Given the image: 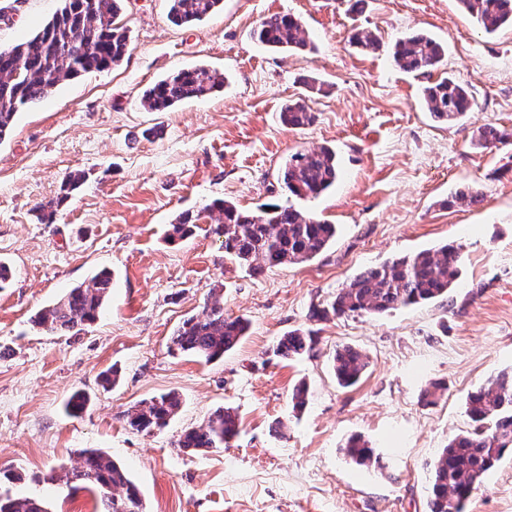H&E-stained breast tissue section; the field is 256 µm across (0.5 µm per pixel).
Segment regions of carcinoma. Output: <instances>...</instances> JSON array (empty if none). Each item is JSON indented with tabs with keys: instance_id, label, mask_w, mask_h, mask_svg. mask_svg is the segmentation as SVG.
Masks as SVG:
<instances>
[{
	"instance_id": "cac0c4a2",
	"label": "carcinoma",
	"mask_w": 512,
	"mask_h": 512,
	"mask_svg": "<svg viewBox=\"0 0 512 512\" xmlns=\"http://www.w3.org/2000/svg\"><path fill=\"white\" fill-rule=\"evenodd\" d=\"M62 7L33 37L0 50V141L11 130L18 111L43 101L53 89L82 73L103 71L119 64L130 49L128 28L117 22L119 0H62ZM169 17L176 25L200 21L216 12L222 0H170ZM460 7L492 34L512 26V0H458ZM255 38L274 49L307 47L306 31L290 14L272 13L260 19ZM352 43L370 53L383 49L371 31L357 30ZM393 59L407 72L430 74L444 65L446 51L433 38L417 34L394 44ZM224 87V74L206 67L181 69L153 84L143 95L151 112H165L190 99H200ZM425 105L438 122L465 117L474 107L468 89L445 76L425 89ZM283 123L306 128L315 114L303 99L287 104ZM509 134L491 124L474 133L477 145L491 149ZM340 175L335 150L321 146L291 155L282 169L288 192L299 198H315L336 184ZM84 181L71 173L62 182L55 200L38 207L44 224L53 222L56 211ZM212 233L221 239L224 256L253 272L309 261L336 237V225L328 224L292 206L266 203L259 212L239 210L216 199L203 208ZM200 215L182 213L170 225L168 238L191 235ZM462 249L453 244L422 250L412 256L388 259L370 266L350 279L326 307H314L309 318L324 321L331 316L383 314L400 307L433 301L457 281ZM112 289V272L101 269L90 280L72 288L59 300L31 318L50 333H69L94 323L102 313ZM248 321L224 316V290L212 289L202 309L176 328L170 349L193 354L207 362L224 357L246 335ZM315 339L302 330L281 336L272 348L275 356L294 360L314 350ZM336 380L342 387L355 385L367 367L366 356L350 345L336 349L333 358ZM90 402L84 391L74 392L66 411L80 416ZM175 393L143 400L124 414L137 432L166 428L180 409ZM466 413L473 428L448 442L433 462L428 484V512H463L466 501L485 475L512 447V372H503L469 395ZM239 416L232 408H219L207 420L184 430L175 441L183 451H208L228 445L239 433ZM344 457L359 466L380 465L371 443L360 434L350 436L339 448ZM65 483L97 495V512H143L138 488L127 473L106 453L86 449L79 465L65 472ZM0 512H47L31 497L0 495Z\"/></svg>"
}]
</instances>
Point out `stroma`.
I'll list each match as a JSON object with an SVG mask.
<instances>
[{
    "label": "stroma",
    "mask_w": 512,
    "mask_h": 512,
    "mask_svg": "<svg viewBox=\"0 0 512 512\" xmlns=\"http://www.w3.org/2000/svg\"><path fill=\"white\" fill-rule=\"evenodd\" d=\"M0 50L37 33L60 0H1ZM203 20L173 24L169 0H123L118 20L131 51L110 69L68 81L16 116L0 141V261L14 276L0 289V492L44 499L50 512H95L96 497L61 479L83 449L112 457L139 487L145 512H427L429 466L470 427L468 395L512 371V143L477 147L474 130H512V27L488 35L457 0H223ZM299 17L305 50H272L253 31L271 13ZM378 34L383 52L349 41L352 27ZM423 32L448 49L445 69L476 106L467 119L434 122L423 106L429 75L407 73L389 51ZM204 65L224 87L166 112L147 111L146 89L174 71ZM304 98L316 120L283 124L285 103ZM327 146L341 171L315 199L288 194L280 167ZM86 180L39 223L37 204L55 199L69 172ZM483 192L481 205L450 203ZM221 198L242 209L277 202L337 227L310 261L254 274L225 258L201 219L171 242L185 211ZM445 243L460 245L459 278L441 299L381 315L313 322L361 269ZM109 269L111 295L93 324L60 336L31 317ZM223 288L224 314L248 320L243 340L207 362L173 353L168 339ZM294 329L316 346L293 361L272 347ZM342 345L368 361L355 386L338 385ZM116 372L105 388L100 376ZM306 384L302 412L291 396ZM444 391L422 401L430 384ZM78 390L91 401L77 417ZM168 392L182 405L154 433L132 430L124 412ZM238 412L229 447L190 452L176 436L219 407ZM353 434L369 439L387 467L345 460ZM465 512H512V452L505 453Z\"/></svg>",
    "instance_id": "obj_1"
}]
</instances>
